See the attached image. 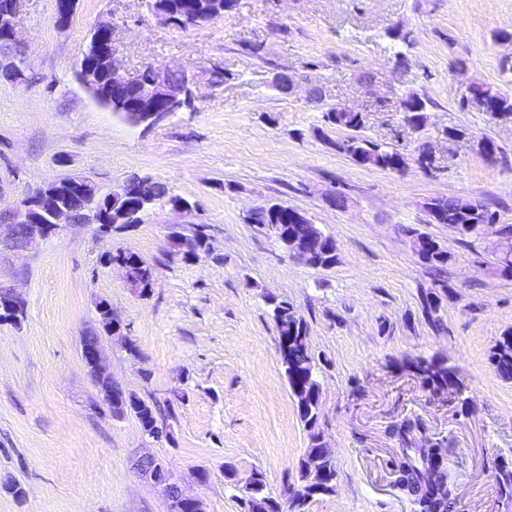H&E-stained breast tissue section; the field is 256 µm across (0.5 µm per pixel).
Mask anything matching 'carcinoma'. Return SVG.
Here are the masks:
<instances>
[{
  "label": "carcinoma",
  "mask_w": 512,
  "mask_h": 512,
  "mask_svg": "<svg viewBox=\"0 0 512 512\" xmlns=\"http://www.w3.org/2000/svg\"><path fill=\"white\" fill-rule=\"evenodd\" d=\"M237 6V0H153L154 13L167 18L168 24L185 28L187 22L207 23L224 16ZM100 101L112 111L124 114L128 110L131 93L112 86L108 76L100 79L97 87ZM428 102L415 92L406 93L400 100V109L407 113L408 123L421 126L420 113L427 111ZM461 108H475L490 118L509 117L512 119V95L498 87L474 82L470 92L460 100ZM326 124L336 129L348 131L347 136L336 144L337 149L356 165L392 171L393 164L400 157V151L369 139L364 134V116L360 112H344L331 105L323 112ZM128 181L136 184L141 194L152 203L172 198L166 184L149 175L134 173ZM430 221L434 224H461L477 226L496 223V214L483 202L466 198L436 197L427 201ZM276 223L283 229L305 237L318 225L295 224L280 215ZM505 242L502 250L492 256L489 262L490 274L494 277L512 279V224L502 225ZM412 248L419 260L428 269L443 274L451 257L435 248V239L416 229H409ZM177 252L185 258H197L201 253L199 237L184 236L172 242ZM101 259H122L129 263L133 281L141 286L139 295L149 293L154 276V267L138 254L131 251H107ZM272 307L278 335L279 361L294 400L297 416L308 432L310 445L298 462V485L292 490L289 509L291 512H305L304 507L317 496L334 491L336 469L322 435L317 431L321 399V385L316 372V364L308 343V325L286 301L276 302L267 299ZM425 316L428 325L437 333L444 330L440 314V296L434 292L425 295ZM489 361L497 374L506 381H512V329H508L494 342L490 349ZM423 384L437 394L443 388L460 397L466 391V384L455 367L436 359H413L407 362ZM122 402L127 413L134 416L144 431L155 435L163 433L159 426L162 416L160 406L145 400L133 392H126ZM398 483L416 505V512H454L455 497L448 486V474L443 467L441 447L422 448L415 457L405 448L398 461ZM492 476L501 499L512 501V458L495 456ZM237 500L243 512H281V504L266 496L262 472L255 470L249 479L238 487Z\"/></svg>",
  "instance_id": "carcinoma-1"
}]
</instances>
